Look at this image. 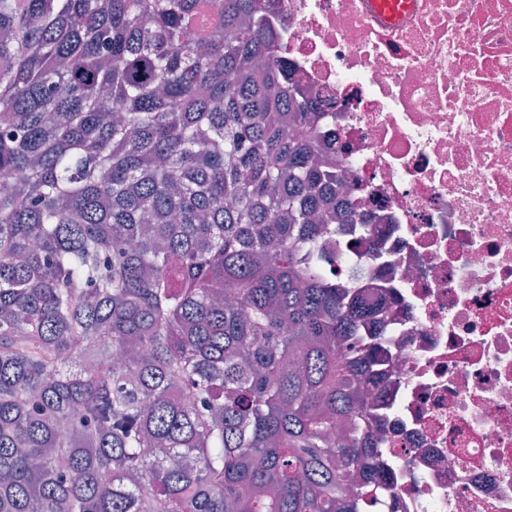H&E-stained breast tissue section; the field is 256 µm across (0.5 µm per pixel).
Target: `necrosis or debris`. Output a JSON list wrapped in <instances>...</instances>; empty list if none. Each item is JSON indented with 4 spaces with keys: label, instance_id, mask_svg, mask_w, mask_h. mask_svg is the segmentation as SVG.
Segmentation results:
<instances>
[{
    "label": "necrosis or debris",
    "instance_id": "necrosis-or-debris-1",
    "mask_svg": "<svg viewBox=\"0 0 512 512\" xmlns=\"http://www.w3.org/2000/svg\"><path fill=\"white\" fill-rule=\"evenodd\" d=\"M264 0L353 221L321 244L384 394L392 512H512V0Z\"/></svg>",
    "mask_w": 512,
    "mask_h": 512
}]
</instances>
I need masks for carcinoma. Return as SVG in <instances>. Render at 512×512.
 <instances>
[{"label":"carcinoma","mask_w":512,"mask_h":512,"mask_svg":"<svg viewBox=\"0 0 512 512\" xmlns=\"http://www.w3.org/2000/svg\"><path fill=\"white\" fill-rule=\"evenodd\" d=\"M267 39L263 0H0V512L388 495L314 223L352 215Z\"/></svg>","instance_id":"obj_1"}]
</instances>
